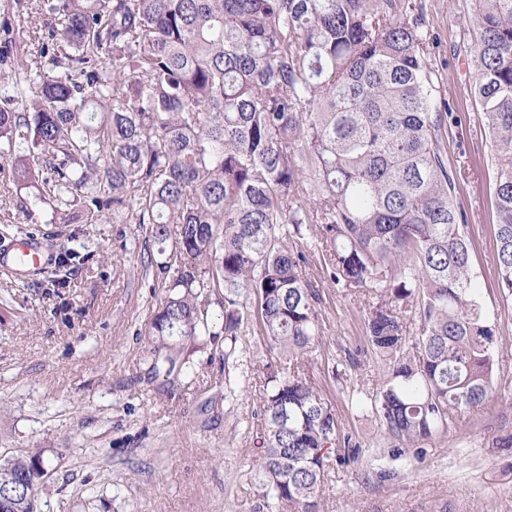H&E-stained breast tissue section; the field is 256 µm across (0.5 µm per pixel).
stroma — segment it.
<instances>
[{"mask_svg":"<svg viewBox=\"0 0 512 512\" xmlns=\"http://www.w3.org/2000/svg\"><path fill=\"white\" fill-rule=\"evenodd\" d=\"M409 2L422 6L437 41V94L452 107L443 146L459 172L455 202L468 216L499 363L482 404L453 411L445 433L411 444L392 437L354 404L376 392L387 371L366 337L374 296L334 283L310 239L290 237L319 293V336L299 371L338 423L318 510L512 512V452L492 445L494 434L512 429V299L495 264L493 150L466 90L470 0ZM38 6L0 0V76L36 51L55 55ZM68 215L0 162V222L15 225L11 242L34 237L52 255H76L60 288L0 268V455L56 456L39 512H267L254 479L262 433L254 379L272 353L259 323H246L237 358L223 361L224 320L212 307L214 333L188 342L175 381L152 376L148 328L165 295L158 244L129 219L73 225Z\"/></svg>","mask_w":512,"mask_h":512,"instance_id":"stroma-1","label":"stroma"}]
</instances>
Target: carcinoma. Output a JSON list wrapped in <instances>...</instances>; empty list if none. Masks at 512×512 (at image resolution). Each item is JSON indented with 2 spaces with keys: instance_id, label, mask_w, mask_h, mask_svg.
Wrapping results in <instances>:
<instances>
[{
  "instance_id": "obj_1",
  "label": "carcinoma",
  "mask_w": 512,
  "mask_h": 512,
  "mask_svg": "<svg viewBox=\"0 0 512 512\" xmlns=\"http://www.w3.org/2000/svg\"><path fill=\"white\" fill-rule=\"evenodd\" d=\"M39 2L60 54L17 65L0 97V157L23 184L53 161L41 181L66 206L83 201L73 223L112 204L155 242L175 236L178 264L158 263L153 375L178 374L187 342L213 335V303L224 360L234 357L256 304L274 351L255 469L268 512H318L337 437L314 386L286 367L318 336L317 293L288 229L315 225L334 282L376 293L366 334L388 372L358 405L390 435L431 438L450 412L485 400L498 343L454 202L423 14L404 19V0ZM470 28L469 93L495 153V262L512 298V0H472ZM70 264L63 255L45 278L65 284ZM54 469L41 451L0 457L6 512H37Z\"/></svg>"
}]
</instances>
